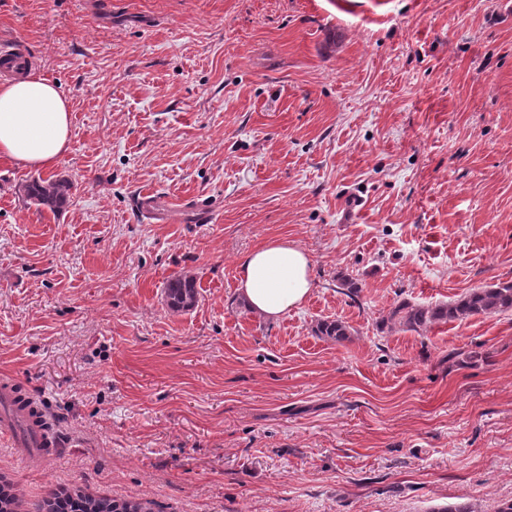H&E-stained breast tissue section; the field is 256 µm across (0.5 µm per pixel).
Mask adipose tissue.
<instances>
[{
	"mask_svg": "<svg viewBox=\"0 0 512 512\" xmlns=\"http://www.w3.org/2000/svg\"><path fill=\"white\" fill-rule=\"evenodd\" d=\"M69 137V102L55 82L34 71L0 81V158L46 169L67 151ZM311 272L307 251L274 241L242 257L238 291L252 311L273 320L306 301Z\"/></svg>",
	"mask_w": 512,
	"mask_h": 512,
	"instance_id": "ef3b65f1",
	"label": "adipose tissue"
}]
</instances>
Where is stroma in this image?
Masks as SVG:
<instances>
[{
    "mask_svg": "<svg viewBox=\"0 0 512 512\" xmlns=\"http://www.w3.org/2000/svg\"><path fill=\"white\" fill-rule=\"evenodd\" d=\"M1 43L71 108L52 168L0 159V377L60 439L36 468L0 437L22 512L512 500V311L381 323L512 282V0H0ZM38 178L68 204L26 201ZM280 239L313 287L268 320L239 261ZM73 184L68 180L34 179L21 185L19 192L30 203L40 205H63L70 197ZM168 307L173 311H186L198 300V291L191 278L178 277L172 279L165 289ZM85 491L79 487L61 493H52L44 499L40 505L42 512H159L155 510L157 504L150 500H116L105 496L91 497L84 494ZM67 495L72 499L73 508L62 504L59 499ZM69 507V508H68Z\"/></svg>",
    "mask_w": 512,
    "mask_h": 512,
    "instance_id": "1",
    "label": "stroma"
}]
</instances>
